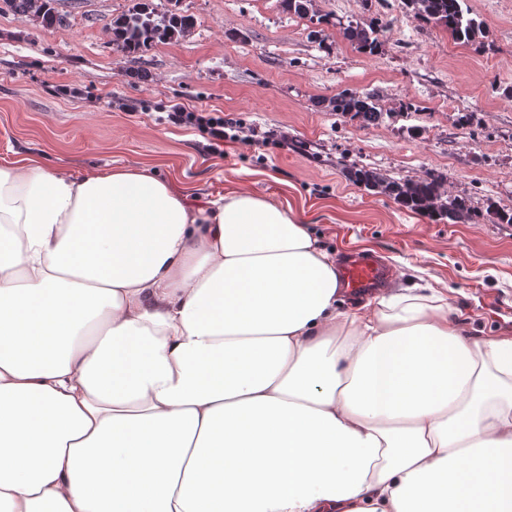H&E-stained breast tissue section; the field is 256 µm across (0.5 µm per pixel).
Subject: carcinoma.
Returning a JSON list of instances; mask_svg holds the SVG:
<instances>
[{
    "label": "carcinoma",
    "mask_w": 512,
    "mask_h": 512,
    "mask_svg": "<svg viewBox=\"0 0 512 512\" xmlns=\"http://www.w3.org/2000/svg\"><path fill=\"white\" fill-rule=\"evenodd\" d=\"M48 5L43 14V24L49 28L66 23L53 0H3L11 10L21 13L36 11L38 3ZM288 11L307 16L314 12L315 0H283ZM465 0H405V6L415 19L445 29L457 41L470 43L484 33L483 22L471 16L464 8ZM194 18L183 13L155 14L151 0H138L136 6L112 20V37L116 49L123 54H138L157 42L171 41L189 32ZM344 37L358 49L373 52L378 48V30L373 25H350ZM328 108L342 115L361 119L374 125L383 119L371 98L352 90H343L328 99ZM348 179L368 190L384 194L402 206L416 212L426 213L438 221L457 223L471 215L470 200L452 194L446 179L430 175L422 179L391 178L380 170L353 164L347 170Z\"/></svg>",
    "instance_id": "cac0c4a2"
}]
</instances>
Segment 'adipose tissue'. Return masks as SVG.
<instances>
[{
	"label": "adipose tissue",
	"instance_id": "adipose-tissue-1",
	"mask_svg": "<svg viewBox=\"0 0 512 512\" xmlns=\"http://www.w3.org/2000/svg\"><path fill=\"white\" fill-rule=\"evenodd\" d=\"M343 293L248 189L0 166V512H512V336Z\"/></svg>",
	"mask_w": 512,
	"mask_h": 512
}]
</instances>
